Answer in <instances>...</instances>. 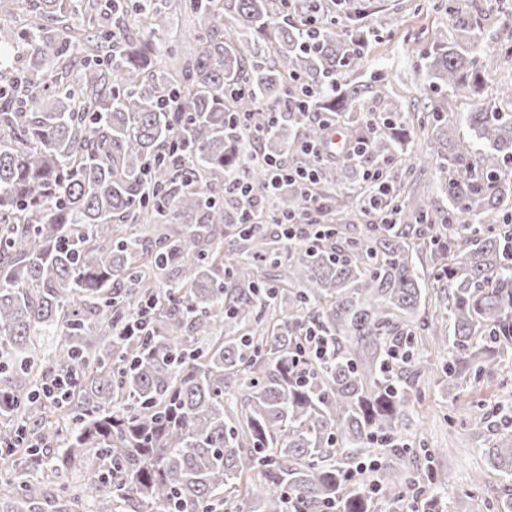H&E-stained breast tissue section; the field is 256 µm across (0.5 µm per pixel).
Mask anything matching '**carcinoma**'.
Masks as SVG:
<instances>
[{
	"label": "carcinoma",
	"mask_w": 512,
	"mask_h": 512,
	"mask_svg": "<svg viewBox=\"0 0 512 512\" xmlns=\"http://www.w3.org/2000/svg\"><path fill=\"white\" fill-rule=\"evenodd\" d=\"M107 2L22 0L24 27L0 24V512H375V487L412 478L343 459L403 457L431 353L448 354L454 401L512 357V110L479 99L498 64L486 16L446 0L453 34L420 55L436 99L415 151L390 73L348 79L368 0L325 3L311 24V0ZM183 10L203 26L167 68L154 34ZM461 98L475 100L464 144L448 131ZM274 108L265 156L298 157L329 199L319 238L286 250L240 204L272 195L264 162L242 175L239 159L240 126L266 129ZM308 112L342 121V150L383 174L379 209L399 223H332L362 191L331 193L337 168L305 150L329 133ZM401 156L435 171L448 210L395 185ZM275 204L296 211L300 191ZM172 223L185 229L143 247L139 227ZM285 256L288 274L255 278ZM145 305L152 326L128 335ZM310 328L329 355L302 353ZM57 375L65 399H37ZM498 416L485 452L512 476V405ZM427 484L436 512L444 488L432 471Z\"/></svg>",
	"instance_id": "1"
}]
</instances>
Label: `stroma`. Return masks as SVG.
<instances>
[{
  "instance_id": "stroma-1",
  "label": "stroma",
  "mask_w": 512,
  "mask_h": 512,
  "mask_svg": "<svg viewBox=\"0 0 512 512\" xmlns=\"http://www.w3.org/2000/svg\"><path fill=\"white\" fill-rule=\"evenodd\" d=\"M435 2L376 0L365 20L376 40L363 68L387 67L391 74L388 96L401 106L411 125L420 119L416 105L427 93L424 76L413 65L428 41L451 28L447 15L436 9ZM463 388L465 395L489 414L498 406L512 404V360H505L500 370L484 374L478 381L464 383ZM419 398L407 440L440 451L436 463L446 493L439 512H495L496 499L512 489V478L489 466L484 453L488 429H462L461 417L450 399L440 394L437 379L421 385Z\"/></svg>"
}]
</instances>
